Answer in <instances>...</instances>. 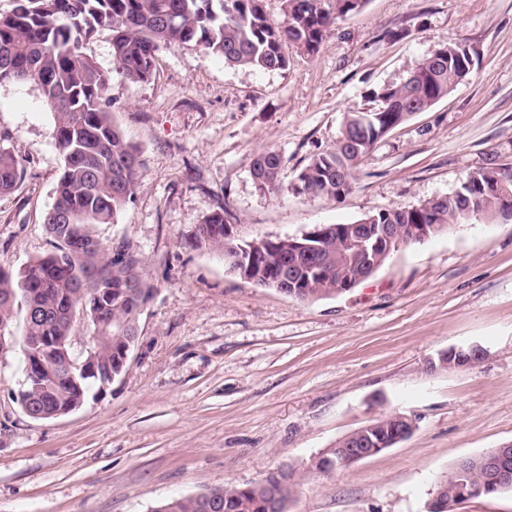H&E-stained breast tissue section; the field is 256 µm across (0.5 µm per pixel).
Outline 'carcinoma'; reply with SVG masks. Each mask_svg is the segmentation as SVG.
<instances>
[{
	"label": "carcinoma",
	"instance_id": "carcinoma-1",
	"mask_svg": "<svg viewBox=\"0 0 512 512\" xmlns=\"http://www.w3.org/2000/svg\"><path fill=\"white\" fill-rule=\"evenodd\" d=\"M369 0H283L286 20L269 22L265 0H16L7 14L0 13V83L35 84L54 116V139L63 158L54 188V200L43 223L52 250L13 274L0 269V359L20 351L22 362L38 365L37 380L27 379L25 390L37 408L51 413L71 403L87 402L99 378L67 377L69 361L76 358L67 318L70 308L96 302V293L112 289V301L100 308V323H91L99 336L98 352L104 369L116 368L128 336L139 327L140 304L154 288L139 274V257L119 249L96 233V226L112 224L134 196L140 170L139 151L112 119L108 96L110 75L84 45L101 32L111 36L112 57L119 72L131 82H147L156 71L161 45L180 42L206 54L220 56L234 66L262 71L288 67L284 47L317 53L327 29L336 20L365 8ZM472 73L471 63L457 46L443 47L417 62L404 82L373 92L376 107L368 121L352 114L346 118L335 147L311 156L296 175L297 193L337 198L351 188L354 174L385 136V122L401 126L425 112ZM282 157L264 150L253 163L252 177L266 193L285 190L281 181ZM22 167L12 153L0 147V195L20 181ZM457 209L421 203L408 209H386L363 217L374 224H436L435 235L475 217L507 222L500 211V194H512V163L492 159L468 174L458 187ZM230 213L219 208L205 216L187 239L195 250H211L226 257L224 264L254 260L268 279L283 276L298 281L288 296L315 302L342 294L336 280L312 276V262L332 264L344 248L333 235L313 256L301 262L285 259L283 248L263 243H224V225ZM22 335H17V329ZM37 336H54L59 344L45 354L34 344ZM400 414H383L367 433L378 444L402 432ZM492 472L476 470L473 482L486 487L483 495L512 492L488 486ZM295 483L292 474L277 469L260 482L225 486L194 496L159 502L151 512H288Z\"/></svg>",
	"mask_w": 512,
	"mask_h": 512
}]
</instances>
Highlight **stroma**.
Here are the masks:
<instances>
[{
	"label": "stroma",
	"instance_id": "1",
	"mask_svg": "<svg viewBox=\"0 0 512 512\" xmlns=\"http://www.w3.org/2000/svg\"><path fill=\"white\" fill-rule=\"evenodd\" d=\"M463 44L472 74L387 134L333 199L257 189L273 149L294 182L333 148L346 116ZM110 74L112 117L140 151L138 185L97 233L142 259L156 292L122 374L50 421L14 400L19 354L0 362V512H150L162 500L297 479L289 512H426L462 460L512 441V222L472 221L393 252L350 291L301 302L230 273L184 240L226 208L239 241L298 237L451 194L490 159L512 162V0H369L337 20L315 55L289 47L283 71L230 66L172 42L156 74L117 70L108 34L84 47ZM54 117L30 82L0 84V145L23 174L0 195V269L50 249L43 223L62 157ZM482 346L470 366L431 368ZM416 421L385 451L329 472L315 458L378 415Z\"/></svg>",
	"mask_w": 512,
	"mask_h": 512
}]
</instances>
